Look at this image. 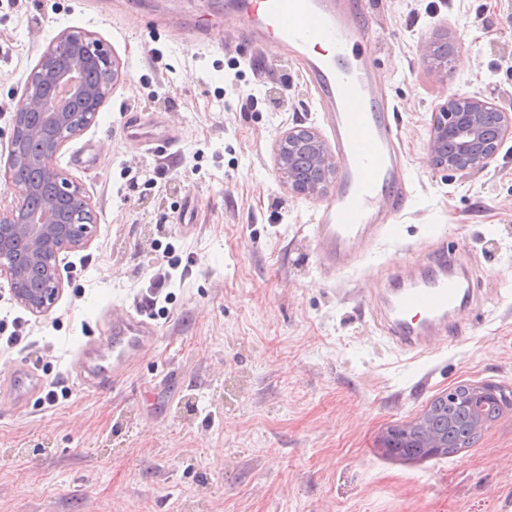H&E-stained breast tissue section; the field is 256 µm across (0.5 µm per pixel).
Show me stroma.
I'll list each match as a JSON object with an SVG mask.
<instances>
[{"label":"stroma","instance_id":"obj_1","mask_svg":"<svg viewBox=\"0 0 512 512\" xmlns=\"http://www.w3.org/2000/svg\"><path fill=\"white\" fill-rule=\"evenodd\" d=\"M362 4L409 199L396 237L331 275L313 226L335 188L290 194L276 167L280 132L327 131L285 50L251 41L218 0H0V174L15 104L58 34L92 33L122 72L57 155L96 215L86 247L57 257L61 295L36 317L0 279V319L23 325L0 378L22 364L44 380L21 405L0 391V512H512V411L446 457L379 446L458 384L512 390V138L463 174L428 158L449 94L512 113V0ZM203 22L211 47L187 45L185 25ZM434 41L451 49L439 76L421 57ZM440 242L471 267L479 302L461 339L417 358L372 310ZM157 283L151 351L113 382L75 386L79 346ZM60 384L68 395L48 403Z\"/></svg>","mask_w":512,"mask_h":512}]
</instances>
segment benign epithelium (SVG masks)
I'll use <instances>...</instances> for the list:
<instances>
[{"label":"benign epithelium","mask_w":512,"mask_h":512,"mask_svg":"<svg viewBox=\"0 0 512 512\" xmlns=\"http://www.w3.org/2000/svg\"><path fill=\"white\" fill-rule=\"evenodd\" d=\"M96 65L112 71V82L121 76L120 64L92 34L65 31L57 36L29 74L20 100L36 113L38 121L24 126L21 114L13 116L5 180L19 166L41 169L53 192L45 199L43 213L26 210L24 199L0 209V279L8 282L14 300L36 317L46 315L62 290L58 266L50 257L64 249H80L89 241L90 225L79 233H66L62 212L72 206L96 218L80 183L63 172L56 157L64 145L91 125L109 95L104 87L80 80L86 68ZM512 137V113L500 109L479 93H455L439 106L429 139V156L437 169L465 172L488 167L500 144ZM277 170L289 191L301 196L325 192L338 172L334 153L313 128L284 131L275 145ZM38 266L45 287H26L22 272ZM489 390L476 386L468 393L473 429H486L483 411ZM420 447L433 457L445 455L446 439L430 428L421 414L407 423Z\"/></svg>","instance_id":"1"}]
</instances>
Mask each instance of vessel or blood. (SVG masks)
<instances>
[{
	"instance_id": "b4317fda",
	"label": "vessel or blood",
	"mask_w": 512,
	"mask_h": 512,
	"mask_svg": "<svg viewBox=\"0 0 512 512\" xmlns=\"http://www.w3.org/2000/svg\"><path fill=\"white\" fill-rule=\"evenodd\" d=\"M256 40L277 41L296 57L314 86L341 165L335 200L314 227L325 272L355 268L383 238L393 237L387 214L405 202L404 161L396 126L365 52L370 27L355 0H227ZM333 43L328 55L319 43ZM478 298L464 262L434 248L421 267L404 272L387 289L378 317L389 341L424 357L438 335L456 333L454 316ZM155 326L134 315L113 317L110 332L80 349L71 365L77 386L95 388L132 365L156 339ZM15 400L40 392L42 378L16 366L6 380Z\"/></svg>"
}]
</instances>
